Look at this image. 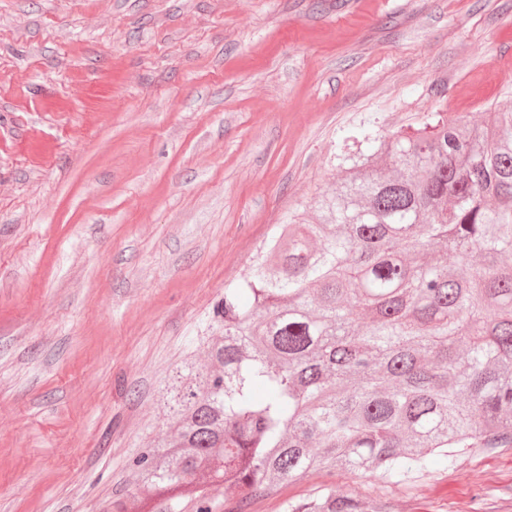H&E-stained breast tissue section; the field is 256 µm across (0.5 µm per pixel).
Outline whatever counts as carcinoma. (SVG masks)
Wrapping results in <instances>:
<instances>
[{
  "mask_svg": "<svg viewBox=\"0 0 512 512\" xmlns=\"http://www.w3.org/2000/svg\"><path fill=\"white\" fill-rule=\"evenodd\" d=\"M224 288L112 512H224L319 470L402 484L512 445V107L380 140ZM454 259V265L448 259ZM284 512H392L327 489Z\"/></svg>",
  "mask_w": 512,
  "mask_h": 512,
  "instance_id": "1",
  "label": "carcinoma"
}]
</instances>
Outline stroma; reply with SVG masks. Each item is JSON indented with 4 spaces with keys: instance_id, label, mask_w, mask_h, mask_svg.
<instances>
[{
    "instance_id": "obj_1",
    "label": "stroma",
    "mask_w": 512,
    "mask_h": 512,
    "mask_svg": "<svg viewBox=\"0 0 512 512\" xmlns=\"http://www.w3.org/2000/svg\"><path fill=\"white\" fill-rule=\"evenodd\" d=\"M512 102V0H0V512H106L155 394L275 225L357 138ZM394 512H512V446L396 485Z\"/></svg>"
}]
</instances>
